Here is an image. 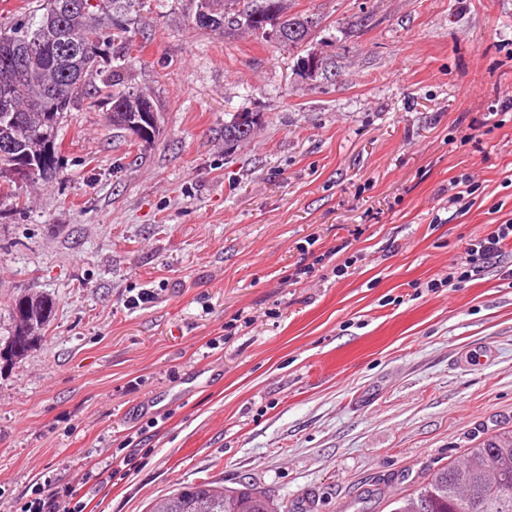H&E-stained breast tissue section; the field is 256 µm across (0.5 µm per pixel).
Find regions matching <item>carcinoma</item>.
<instances>
[{"instance_id":"carcinoma-1","label":"carcinoma","mask_w":512,"mask_h":512,"mask_svg":"<svg viewBox=\"0 0 512 512\" xmlns=\"http://www.w3.org/2000/svg\"><path fill=\"white\" fill-rule=\"evenodd\" d=\"M27 19L0 30V199L20 203L12 177L19 165L29 182L60 172L58 133L75 104L102 95L110 104L112 127L149 144L158 131L147 116L153 100L133 90L125 73L133 57L125 25L132 0H38ZM192 23L201 29L267 30L279 44H303L310 17L288 14V0H192ZM255 114L237 112L224 123V142L250 138ZM54 302L39 292L16 298L0 352L14 363L24 358L50 320ZM391 512H512V429L488 436L463 457L436 471L414 493L394 499ZM149 512H278L252 484L236 488L202 481L154 500Z\"/></svg>"}]
</instances>
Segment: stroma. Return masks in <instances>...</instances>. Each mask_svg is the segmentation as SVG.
Here are the masks:
<instances>
[{
    "label": "stroma",
    "mask_w": 512,
    "mask_h": 512,
    "mask_svg": "<svg viewBox=\"0 0 512 512\" xmlns=\"http://www.w3.org/2000/svg\"><path fill=\"white\" fill-rule=\"evenodd\" d=\"M288 8L315 21L293 50L143 0L125 81L159 136L134 145L84 100L60 175L0 204V317L30 289L55 302L0 367V512L85 463L106 473L85 512L204 479L288 512H390L389 491L512 428V245L443 284L512 219V0ZM237 112L258 124L228 148ZM512 243V222L505 224H496L494 230L476 238L469 239L463 247V256L461 257L460 267H466L462 272L448 273V287L456 288L458 283L471 277V272H479L485 267V264L501 257L504 245ZM456 281V282H455Z\"/></svg>",
    "instance_id": "35a3bbf8"
}]
</instances>
